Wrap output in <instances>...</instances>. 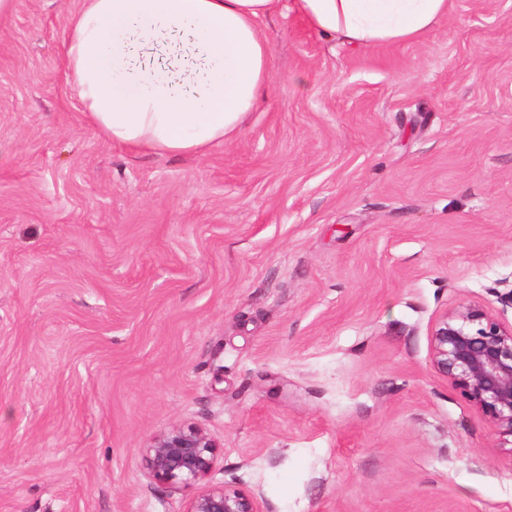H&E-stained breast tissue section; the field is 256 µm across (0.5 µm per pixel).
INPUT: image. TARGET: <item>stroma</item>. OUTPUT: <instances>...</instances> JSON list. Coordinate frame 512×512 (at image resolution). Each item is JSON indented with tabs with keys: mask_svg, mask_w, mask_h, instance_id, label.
I'll use <instances>...</instances> for the list:
<instances>
[{
	"mask_svg": "<svg viewBox=\"0 0 512 512\" xmlns=\"http://www.w3.org/2000/svg\"><path fill=\"white\" fill-rule=\"evenodd\" d=\"M80 0L0 17V512H187L146 449L274 512H512V450L433 365L512 321V0L359 48L286 4L271 83L197 156L106 140L61 54ZM217 444L198 427H174L155 436L146 449L150 475L159 481L192 487L216 461Z\"/></svg>",
	"mask_w": 512,
	"mask_h": 512,
	"instance_id": "stroma-1",
	"label": "stroma"
}]
</instances>
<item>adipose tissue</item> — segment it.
<instances>
[{
    "mask_svg": "<svg viewBox=\"0 0 512 512\" xmlns=\"http://www.w3.org/2000/svg\"><path fill=\"white\" fill-rule=\"evenodd\" d=\"M453 0H292L355 47L420 40ZM277 0H81L62 54L88 121L116 145L194 155L235 135L271 76L257 22Z\"/></svg>",
    "mask_w": 512,
    "mask_h": 512,
    "instance_id": "ef3b65f1",
    "label": "adipose tissue"
}]
</instances>
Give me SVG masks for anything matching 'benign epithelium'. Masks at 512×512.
Masks as SVG:
<instances>
[{
	"mask_svg": "<svg viewBox=\"0 0 512 512\" xmlns=\"http://www.w3.org/2000/svg\"><path fill=\"white\" fill-rule=\"evenodd\" d=\"M435 368L493 423L503 444H512V323L477 303L444 312L431 333ZM217 444L198 427H174L146 448L150 475L191 487L216 461ZM187 512H273L260 492L201 487Z\"/></svg>",
	"mask_w": 512,
	"mask_h": 512,
	"instance_id": "benign-epithelium-1",
	"label": "benign epithelium"
}]
</instances>
